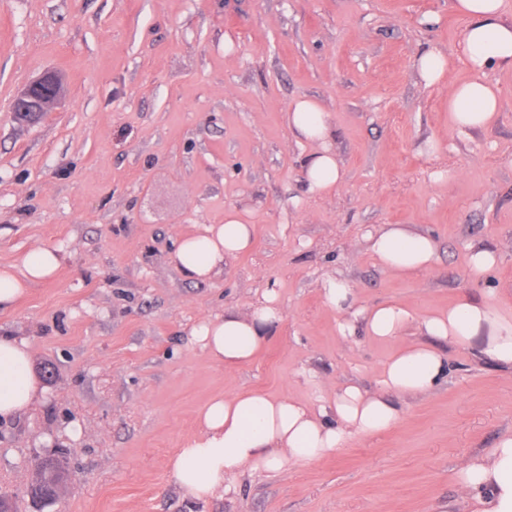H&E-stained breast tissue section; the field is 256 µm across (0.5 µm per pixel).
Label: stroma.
I'll use <instances>...</instances> for the list:
<instances>
[{"mask_svg":"<svg viewBox=\"0 0 512 512\" xmlns=\"http://www.w3.org/2000/svg\"><path fill=\"white\" fill-rule=\"evenodd\" d=\"M463 24L451 0H0V266L34 247L65 253L52 280L0 310L46 388L0 420V491L19 512H466L455 475L512 431V369L463 347L443 346L432 392L396 397L392 428L318 462L243 473L206 501L170 470L212 397L314 406L344 382L375 387L416 331L343 340L329 276L362 305L424 315L465 294L512 315V71L486 72L502 91L491 129H452L448 87L471 76L455 56ZM433 48L454 60L428 87L416 62ZM47 69L64 76L62 106L18 124L13 97ZM301 96L328 112L346 173L325 197L309 192L285 120ZM231 207L255 225L253 249L211 281L185 280L169 251ZM382 224L433 235L434 270L381 268L365 237ZM474 244L497 254L478 278ZM268 289L283 319L250 363H216L193 341L197 321ZM61 450L71 480L37 508L31 459Z\"/></svg>","mask_w":512,"mask_h":512,"instance_id":"35a3bbf8","label":"stroma"}]
</instances>
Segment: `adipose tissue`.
I'll list each match as a JSON object with an SVG mask.
<instances>
[{
  "mask_svg": "<svg viewBox=\"0 0 512 512\" xmlns=\"http://www.w3.org/2000/svg\"><path fill=\"white\" fill-rule=\"evenodd\" d=\"M453 8L465 21L458 47L473 76L449 87L448 120L460 132L483 130L500 109V93L485 73L494 66L512 70V0H453ZM286 120L298 142L311 148L304 165L310 191L331 194L345 173L328 144V113L317 99L304 96L290 104ZM254 237V224L231 208L223 223L204 224L183 236L168 262L185 279L206 282L226 260L249 251ZM367 242L376 262L401 276L433 270L438 262L436 241L403 224L382 225L368 234ZM62 262V250L35 247L0 267V308L11 307L32 284L53 278ZM322 291L326 304L342 318V338L351 337L358 322L382 341L412 326L417 340L383 362L375 389L340 385L316 409L258 391L212 398L198 415V434L171 459V474L187 495L198 500L221 497L231 492L233 478L243 471L279 472L291 464L316 462L353 438L389 429L400 418L394 396L428 393L445 376L448 361L440 344L475 347L490 360L512 367V318L501 316L489 303L464 296L448 308L419 316L396 303L359 305L351 284L337 276L328 278ZM281 318L278 296L268 290L249 312L228 310L202 319L190 334L217 363L240 366L253 359ZM43 395L29 341L0 333V418L29 411ZM458 482L471 496L472 512H512V432L467 460Z\"/></svg>",
  "mask_w": 512,
  "mask_h": 512,
  "instance_id": "ef3b65f1",
  "label": "adipose tissue"
}]
</instances>
